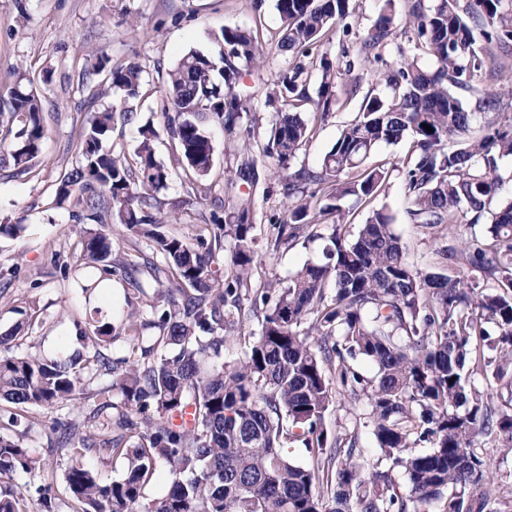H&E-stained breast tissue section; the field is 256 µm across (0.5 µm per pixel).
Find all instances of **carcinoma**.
Masks as SVG:
<instances>
[{
    "label": "carcinoma",
    "instance_id": "1",
    "mask_svg": "<svg viewBox=\"0 0 512 512\" xmlns=\"http://www.w3.org/2000/svg\"><path fill=\"white\" fill-rule=\"evenodd\" d=\"M350 0H276L284 27L276 51L288 57L267 91L280 107L267 136L260 132L251 96L239 88L242 67L263 56L252 29L224 27L213 34L218 58L190 51L169 70L161 112L178 146L177 164L192 173L190 193L206 196L202 183L213 167L209 127L224 128L241 148L236 171L249 188L267 182L266 165L282 170L280 193L289 201L271 223L274 247L328 231L324 261L307 263L288 281H253L255 194L210 214L213 237L190 242L160 231L152 202L166 188L170 168L157 160L158 131L139 123L132 156L107 153L103 140L115 121L130 124L129 106L142 88L137 64L114 67L96 58L82 79L104 75L120 93L121 112H95L83 128L81 159L55 189L58 204L73 202L102 230L82 240L80 257L103 279L143 291L137 275L166 278L150 302L153 318L128 313L116 325L80 331L94 349L57 358L0 356V400L19 412L71 405L87 376L110 375L121 405L109 400L81 422H62L57 447L73 454L92 451L121 458L125 472L111 483L84 466H73L66 487L81 512H139L145 486L160 464L169 468L168 490L147 512H497L490 478L476 450L494 437L512 452V201L501 203L497 158L512 155V100L489 94L485 133L469 138L470 117L452 88L469 89L483 71L498 65L496 48L509 52L512 11L502 0H435L426 9L414 0L406 25L409 48L383 57L397 36L392 0L357 39L355 55L334 59L314 49L341 27H352ZM434 62L429 69L424 59ZM372 66L389 94L367 93L317 168L291 172L290 161L312 138L318 123L337 106L336 88L359 89L355 62ZM317 70V99L309 95ZM314 104L309 116L298 108ZM21 124L7 154L20 171L40 152L45 134L40 97L17 83L9 101ZM433 131H428L425 126ZM411 141L399 163L409 223L433 238L434 262L422 270L406 259V246L385 208L369 212L350 235V197L376 199L390 178L368 163L381 143ZM115 216L133 236L145 239L161 258L140 265L114 246L108 219ZM467 227L463 246L448 242ZM228 246L232 270L220 272L217 251ZM333 283L332 293L326 292ZM259 315L260 335L245 344L234 365H208L245 311ZM155 328L156 336L143 330ZM127 336L131 354L104 353L116 332ZM375 373L367 375L359 361ZM499 386L500 403L475 385ZM365 401V417L353 430L331 433L325 415L336 395ZM190 419H184V415ZM375 437L378 458L367 469L358 449L360 427ZM94 429L85 434L83 430ZM304 449L305 463L289 448ZM404 470L408 487L393 475ZM46 463L29 449L0 437V512H20L21 493L9 483L18 471L39 475Z\"/></svg>",
    "mask_w": 512,
    "mask_h": 512
}]
</instances>
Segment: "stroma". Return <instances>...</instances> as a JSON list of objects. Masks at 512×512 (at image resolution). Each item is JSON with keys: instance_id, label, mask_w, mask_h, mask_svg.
Instances as JSON below:
<instances>
[{"instance_id": "1", "label": "stroma", "mask_w": 512, "mask_h": 512, "mask_svg": "<svg viewBox=\"0 0 512 512\" xmlns=\"http://www.w3.org/2000/svg\"><path fill=\"white\" fill-rule=\"evenodd\" d=\"M351 6L350 32L334 33L323 43L322 50L328 57H336L341 45L352 44L359 33L372 26L381 2L352 0ZM224 26L258 31L266 59L263 64L243 68L240 87L252 95L261 118L271 120L273 110L265 104L264 88L284 63L274 51L283 26L276 0H0V107H6L17 78L25 77L40 96L45 126L40 154L30 170L20 173L12 162L0 163V222L20 219L26 225L19 238H0V334L16 335L15 340L0 347V352L52 355L63 341L73 339V320L78 316L93 313L102 321L116 322L133 304L142 317H149L156 283L147 276L142 279L143 292L116 280L110 300L86 303L79 282L94 277L96 270L88 264L76 266L75 256L80 240L97 225L74 217L70 207L54 203L57 182L80 160L83 119L117 100L115 93H99L97 84L79 87L78 73L100 56L109 57L115 64H138L143 88L132 106L140 120L153 121L161 130L160 100L169 69L192 50L216 55L211 33ZM355 73L360 78V95L341 99L299 151L294 167L319 166L342 127L359 111L362 93L372 89L385 94L384 86L372 84L365 67H356ZM409 149L406 140L383 143L370 161L393 169ZM186 187L184 171L174 170L157 200L164 231L191 239L208 223L211 206L208 201L188 197ZM346 205L358 224L365 221L371 208H386L394 217L396 233L407 246L408 262L422 269L431 266L434 243L407 221V199L399 172L393 169L385 190L372 205L351 199ZM285 207V198L275 190L257 198L253 231L262 271L282 280L304 263L319 262L324 245L317 239L292 248L270 247L269 222L283 216ZM14 411L12 404L0 402V435L49 461L47 476L53 482L57 512H80L66 489L65 474L72 465L94 469L105 482L123 476L122 460L57 450L55 428L64 418L63 411L34 410L28 420L7 426ZM478 450L492 476L502 512H512V454L504 453L492 441L479 442Z\"/></svg>"}]
</instances>
